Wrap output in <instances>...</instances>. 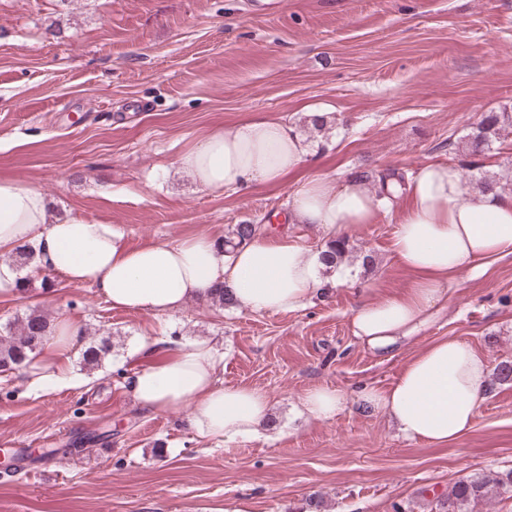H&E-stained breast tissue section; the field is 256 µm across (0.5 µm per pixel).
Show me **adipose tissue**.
I'll return each mask as SVG.
<instances>
[{
  "instance_id": "adipose-tissue-1",
  "label": "adipose tissue",
  "mask_w": 512,
  "mask_h": 512,
  "mask_svg": "<svg viewBox=\"0 0 512 512\" xmlns=\"http://www.w3.org/2000/svg\"><path fill=\"white\" fill-rule=\"evenodd\" d=\"M307 154V143L288 125L253 120L211 132L177 163L201 188L225 192L279 181ZM408 192L411 204L398 221L394 255L415 274V284L404 296L366 301L351 312L354 336L382 351L422 322L460 269L483 273L512 254V192L469 185L456 165L441 161L420 166ZM376 212L374 192L359 180L313 177L297 186L287 218L335 239L372 223ZM23 246L35 252L32 273L91 285L113 307L157 318L173 317L222 287L250 312L293 311L323 286L321 250L294 238L256 239L230 254L207 235L131 248L112 225L57 217L40 189L0 180V294L22 283L11 254ZM79 336V325L58 320L28 366L31 391L68 380ZM151 352L129 384L136 403L185 413L188 426L206 439L231 443L259 436L270 399L255 388L224 384V354L211 339L165 340ZM489 381L485 358L448 338L417 354L388 388L365 387L358 398L386 414L405 439L444 445L471 428Z\"/></svg>"
}]
</instances>
